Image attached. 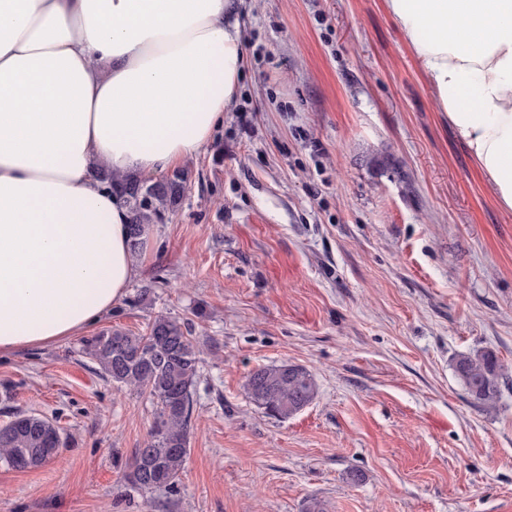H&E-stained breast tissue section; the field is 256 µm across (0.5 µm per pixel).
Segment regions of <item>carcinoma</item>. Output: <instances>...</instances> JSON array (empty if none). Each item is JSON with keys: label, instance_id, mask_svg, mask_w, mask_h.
<instances>
[{"label": "carcinoma", "instance_id": "cac0c4a2", "mask_svg": "<svg viewBox=\"0 0 512 512\" xmlns=\"http://www.w3.org/2000/svg\"><path fill=\"white\" fill-rule=\"evenodd\" d=\"M123 191L132 213L129 247L136 254L152 219L181 204L185 181L175 175L150 185L125 182ZM83 352L113 383L149 390L157 416L147 445L135 449L128 479L141 492L175 493L189 454L193 389L199 372L197 352L186 327L175 318L158 316L144 335L114 329L86 339ZM453 370L470 396L483 404L496 401L509 378L508 369L491 350L457 355ZM246 390L257 407L277 419L301 411L317 394L310 371L292 364L253 370ZM60 445L59 429L35 414L17 415L0 427V460L16 470L49 461Z\"/></svg>", "mask_w": 512, "mask_h": 512}]
</instances>
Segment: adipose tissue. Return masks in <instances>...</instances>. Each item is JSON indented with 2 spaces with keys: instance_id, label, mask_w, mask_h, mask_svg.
Here are the masks:
<instances>
[{
  "instance_id": "obj_1",
  "label": "adipose tissue",
  "mask_w": 512,
  "mask_h": 512,
  "mask_svg": "<svg viewBox=\"0 0 512 512\" xmlns=\"http://www.w3.org/2000/svg\"><path fill=\"white\" fill-rule=\"evenodd\" d=\"M512 212V0H385ZM237 0H0V353L76 335L137 268L113 175L181 166L245 67Z\"/></svg>"
}]
</instances>
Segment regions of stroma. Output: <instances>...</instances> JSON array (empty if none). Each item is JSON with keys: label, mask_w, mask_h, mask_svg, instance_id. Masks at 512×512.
<instances>
[{"label": "stroma", "mask_w": 512, "mask_h": 512, "mask_svg": "<svg viewBox=\"0 0 512 512\" xmlns=\"http://www.w3.org/2000/svg\"><path fill=\"white\" fill-rule=\"evenodd\" d=\"M248 69L209 144L180 167L125 297L80 333L0 353V426L64 444L0 463V512H512V383L496 403L461 353L512 370V212L439 112L384 0H245ZM199 351L178 491L125 475L156 405L82 351L157 316ZM294 364L318 393L286 419L246 391ZM452 366L470 396L483 404L496 401L500 396L501 385L509 378L508 369L490 350L474 355L458 354ZM59 429L35 414H21L0 427V460L16 470L35 468L54 458L61 445Z\"/></svg>", "instance_id": "1"}]
</instances>
